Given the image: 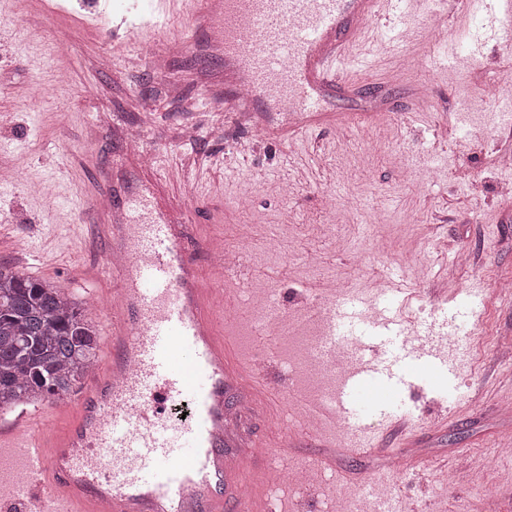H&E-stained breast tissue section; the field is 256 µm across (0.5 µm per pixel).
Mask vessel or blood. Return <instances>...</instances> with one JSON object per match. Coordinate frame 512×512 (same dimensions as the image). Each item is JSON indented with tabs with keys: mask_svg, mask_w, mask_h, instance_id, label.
<instances>
[{
	"mask_svg": "<svg viewBox=\"0 0 512 512\" xmlns=\"http://www.w3.org/2000/svg\"><path fill=\"white\" fill-rule=\"evenodd\" d=\"M205 22L206 44L224 54V103L257 116L288 114L291 130L306 115L329 111L359 87L340 62L356 57L382 16L400 30L387 43L397 50L410 39L406 24L415 0H181ZM256 26L244 42L242 25ZM112 33L125 43L151 37L164 59L186 53L190 42L159 25L113 16ZM107 200L98 209L96 233L107 247L106 265L119 287L98 291L105 324L100 366L83 383L67 432L33 433V421L50 423L56 405L30 414L0 416V452H18L20 479H0V512H262L256 484H269L276 463L272 445L254 432L255 420L282 419L267 387L272 354L232 357L224 334L225 299L209 287L193 249L208 251L224 278L249 280L245 264L225 266L211 239L191 236L187 216L151 201V180L103 174L96 188ZM381 308L340 376L326 419L345 420L352 438L366 436L381 410L364 392L376 385L395 390L409 383L381 346L399 333L403 288L381 286ZM358 306L341 301L326 335L359 319ZM410 358L433 369L444 355L437 342L412 346ZM185 415H177L176 406Z\"/></svg>",
	"mask_w": 512,
	"mask_h": 512,
	"instance_id": "1",
	"label": "vessel or blood"
}]
</instances>
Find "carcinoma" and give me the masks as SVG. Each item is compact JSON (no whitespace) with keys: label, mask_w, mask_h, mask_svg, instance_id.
<instances>
[{"label":"carcinoma","mask_w":512,"mask_h":512,"mask_svg":"<svg viewBox=\"0 0 512 512\" xmlns=\"http://www.w3.org/2000/svg\"><path fill=\"white\" fill-rule=\"evenodd\" d=\"M99 341L62 285L0 266V409L69 395Z\"/></svg>","instance_id":"cac0c4a2"}]
</instances>
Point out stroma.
Here are the masks:
<instances>
[{"instance_id": "35a3bbf8", "label": "stroma", "mask_w": 512, "mask_h": 512, "mask_svg": "<svg viewBox=\"0 0 512 512\" xmlns=\"http://www.w3.org/2000/svg\"><path fill=\"white\" fill-rule=\"evenodd\" d=\"M92 0H0V169L15 174L0 192V266L67 287L85 318L103 328L106 315L87 281L105 253L94 240L90 195L103 170H128L122 144L110 130H88L99 113L116 126L136 127L156 152L164 204L185 208L207 235L235 242L250 225L257 239L247 252L260 275L231 280L224 291L250 299L271 294L282 328L269 342L277 357L270 376L282 380V403L311 395L297 337L321 333V313L335 293H372L388 269H404L411 297L402 316L411 330L441 337L464 324L467 336L448 350L457 367L455 392L439 373L395 395L416 422L402 439L386 427L359 457L317 447L344 444L347 433L325 425L316 439L289 449V471L309 470V486L280 494L277 512H325L346 497L352 512H371L390 499L399 512H484L469 475L481 468L512 512V366L497 357L495 337L512 336V294L493 290L512 281V197L500 195L512 168L496 157L512 152V126L483 123L498 111L482 88L502 76L505 48L484 26L467 47L468 18L448 27L443 42L426 24L430 4L414 17L415 38L401 55L378 49L359 81L382 84L380 94L337 99L306 133L295 135L267 115L271 134L255 136L234 112H218L208 72L189 56L171 59L165 80L154 78L148 47L118 48L108 26L85 27ZM111 66L97 70L99 54ZM358 129L350 151L339 150L342 124ZM481 182L472 194V182ZM339 207V221L326 212ZM471 257L456 263L458 253ZM441 427H431L433 418ZM400 453L403 466L389 464Z\"/></svg>"}]
</instances>
